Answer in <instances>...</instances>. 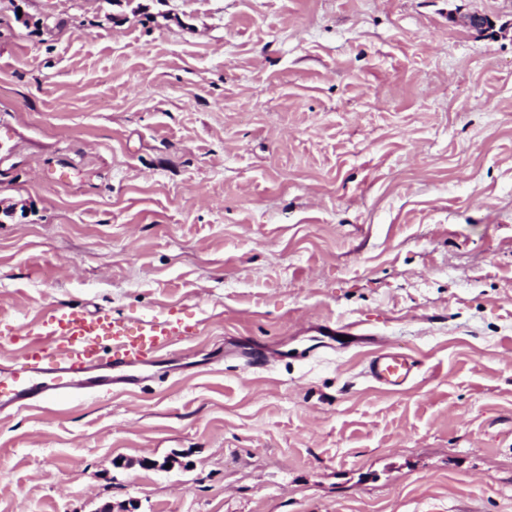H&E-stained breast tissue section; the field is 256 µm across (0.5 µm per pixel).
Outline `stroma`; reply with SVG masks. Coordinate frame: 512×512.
Masks as SVG:
<instances>
[{
    "instance_id": "1",
    "label": "stroma",
    "mask_w": 512,
    "mask_h": 512,
    "mask_svg": "<svg viewBox=\"0 0 512 512\" xmlns=\"http://www.w3.org/2000/svg\"><path fill=\"white\" fill-rule=\"evenodd\" d=\"M10 205L0 367L53 307L197 334L0 417V512H512V0H0ZM419 362L409 354L390 346L378 352L366 366L365 374L388 392H401L413 383L420 372Z\"/></svg>"
}]
</instances>
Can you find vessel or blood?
Returning a JSON list of instances; mask_svg holds the SVG:
<instances>
[{
  "mask_svg": "<svg viewBox=\"0 0 512 512\" xmlns=\"http://www.w3.org/2000/svg\"><path fill=\"white\" fill-rule=\"evenodd\" d=\"M30 343L0 370V413L56 404L80 393L111 392L131 383L133 367L151 361L187 334L156 317H112L99 310L51 309L26 326ZM420 372L409 354L386 348L365 374L380 388L400 392Z\"/></svg>",
  "mask_w": 512,
  "mask_h": 512,
  "instance_id": "1",
  "label": "vessel or blood"
}]
</instances>
